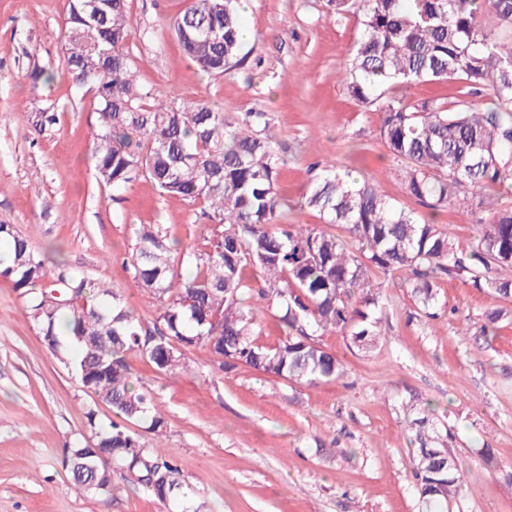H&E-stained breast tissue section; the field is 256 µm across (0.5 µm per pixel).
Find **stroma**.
<instances>
[{
    "instance_id": "obj_1",
    "label": "stroma",
    "mask_w": 512,
    "mask_h": 512,
    "mask_svg": "<svg viewBox=\"0 0 512 512\" xmlns=\"http://www.w3.org/2000/svg\"><path fill=\"white\" fill-rule=\"evenodd\" d=\"M190 0H129L125 51L139 83L184 103H210L227 119L263 113L287 164L279 183L283 223L321 227L302 207L317 161L362 171L381 193L420 211L364 110L338 80L356 40L353 13L324 0H247L245 65L202 72L180 50L171 23ZM69 0H0V221L39 251L112 283L143 320L160 305L133 281L124 259L132 227L162 225L181 247L200 250L212 229L203 202L159 194L143 177L121 192L100 185L92 160L93 96L67 73ZM52 73L31 83L32 69ZM53 108L51 127L37 115ZM386 311L379 344L350 346L341 332L318 336L346 373L295 383L241 367L212 369L208 347L192 348L190 373H157L129 355L133 381L166 419L162 438L132 424L142 442H162L188 499L205 512H422L410 467L407 406L430 404L463 480L449 512H512V303L460 278L438 280L440 306L425 317L400 279L375 269ZM505 309L493 334L485 313ZM113 420L83 391L25 315V299L0 278V512H176L112 469V489L76 491L64 450L89 437L86 414ZM496 453L486 463L482 449Z\"/></svg>"
}]
</instances>
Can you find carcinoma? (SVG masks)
Segmentation results:
<instances>
[{"label": "carcinoma", "mask_w": 512, "mask_h": 512, "mask_svg": "<svg viewBox=\"0 0 512 512\" xmlns=\"http://www.w3.org/2000/svg\"><path fill=\"white\" fill-rule=\"evenodd\" d=\"M331 12L358 16L359 35L342 82L362 108L378 115L379 136L401 162L407 193L436 213L476 201L478 238L463 252L451 232L382 194L360 172L333 161L309 169L303 205L340 233L282 224L278 176L284 158L263 114L237 122L209 103L161 98L136 79L124 47L130 36L127 0H70L64 50L75 84L93 93L97 180L121 190L143 175L162 195L208 205L214 227L201 251H182L159 224L133 227L125 265L160 303L148 325L122 292L65 263L47 275L44 259L12 224L0 222V277L27 298V317L78 379L115 414L109 428L86 413L92 442L69 449L79 493L112 485V464L167 502L184 497L178 469L158 447L128 427L144 423L159 436L166 420L151 394L132 381L136 352L161 374L191 369L200 344L221 372L241 366L296 383L344 374L315 336L339 331L358 349L380 336L382 295L370 271L402 276L424 312L439 304L437 279L455 274L475 288L512 300V206L494 207L487 192L512 188V38L482 26L488 12L512 26V0H327ZM239 0H191L172 23L186 56L221 75L241 65ZM421 82H453L461 93L488 90L480 110L398 94ZM193 274L182 278L178 267ZM256 277L250 281L246 269ZM284 336L275 347L257 341L260 303ZM410 465L419 498L449 505L463 479L430 418L413 407Z\"/></svg>", "instance_id": "1"}]
</instances>
